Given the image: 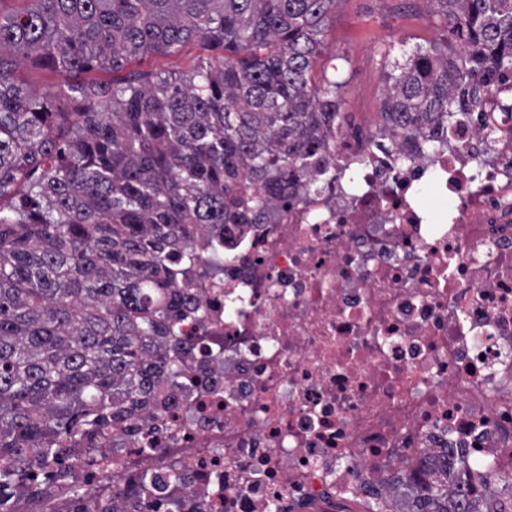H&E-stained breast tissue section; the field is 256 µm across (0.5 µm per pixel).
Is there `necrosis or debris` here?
<instances>
[{
	"instance_id": "4bbe7bcc",
	"label": "necrosis or debris",
	"mask_w": 512,
	"mask_h": 512,
	"mask_svg": "<svg viewBox=\"0 0 512 512\" xmlns=\"http://www.w3.org/2000/svg\"><path fill=\"white\" fill-rule=\"evenodd\" d=\"M465 118L407 133L373 113L326 132L314 185L267 224H208L162 352L183 364L135 432L36 454L14 512H155L142 478L176 472L182 512H418L447 451L483 512L512 486V72ZM453 202L428 223L418 188ZM492 462L495 473L478 467Z\"/></svg>"
}]
</instances>
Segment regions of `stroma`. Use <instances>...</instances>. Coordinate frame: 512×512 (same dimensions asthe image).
I'll use <instances>...</instances> for the list:
<instances>
[{
    "label": "stroma",
    "mask_w": 512,
    "mask_h": 512,
    "mask_svg": "<svg viewBox=\"0 0 512 512\" xmlns=\"http://www.w3.org/2000/svg\"><path fill=\"white\" fill-rule=\"evenodd\" d=\"M418 45L452 57L460 54L459 42L448 39L445 20L435 13L431 0H338L320 35L315 73L335 80L344 129L360 124L362 113L380 111L395 61ZM222 55V50L191 39L172 54L136 58L114 71L94 68L80 79L107 84L138 72L184 73ZM12 61L18 83L39 94H53L55 107L78 111V102L57 96V75L35 67L20 53Z\"/></svg>",
    "instance_id": "1"
}]
</instances>
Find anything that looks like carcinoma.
Returning a JSON list of instances; mask_svg holds the SVG:
<instances>
[{
    "instance_id": "carcinoma-1",
    "label": "carcinoma",
    "mask_w": 512,
    "mask_h": 512,
    "mask_svg": "<svg viewBox=\"0 0 512 512\" xmlns=\"http://www.w3.org/2000/svg\"><path fill=\"white\" fill-rule=\"evenodd\" d=\"M0 11V512L37 449L130 429L179 370L158 354L205 224H261L303 181L339 116L312 88L337 0H21ZM469 53L417 48L383 111L406 131L466 114L479 74L512 72V0H429ZM222 48L188 74L72 83L169 54ZM23 51L79 95L81 110L14 80ZM432 512H474L467 490L429 482Z\"/></svg>"
}]
</instances>
